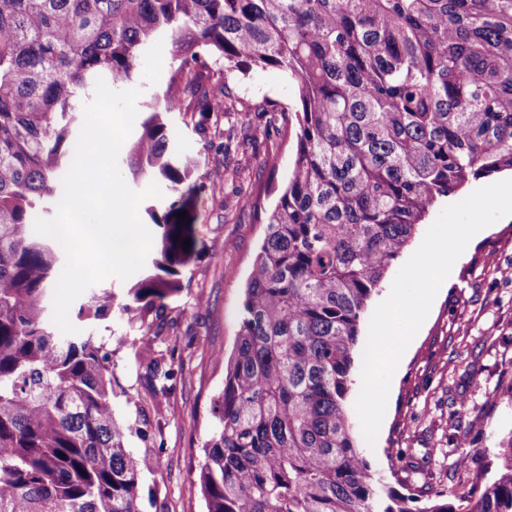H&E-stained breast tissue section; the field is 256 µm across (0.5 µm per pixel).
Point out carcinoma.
Segmentation results:
<instances>
[{
  "label": "carcinoma",
  "instance_id": "carcinoma-1",
  "mask_svg": "<svg viewBox=\"0 0 512 512\" xmlns=\"http://www.w3.org/2000/svg\"><path fill=\"white\" fill-rule=\"evenodd\" d=\"M155 45L171 68L128 166L169 194L144 208L162 233L123 300L93 292L77 316L139 324L163 396L178 333L163 311L202 192L167 114L203 133L207 114L237 111L210 59L235 77L278 69L295 92L255 108L295 114V160L272 207L250 200L266 231L204 446L206 512H512V436L498 478L454 507L376 476L347 408L387 269L438 198L512 170V0H0V512H139L143 459L112 412L109 354L49 327L65 253L34 222L62 198L83 98L99 78L130 85Z\"/></svg>",
  "mask_w": 512,
  "mask_h": 512
}]
</instances>
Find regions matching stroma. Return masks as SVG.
Returning a JSON list of instances; mask_svg holds the SVG:
<instances>
[{
	"mask_svg": "<svg viewBox=\"0 0 512 512\" xmlns=\"http://www.w3.org/2000/svg\"><path fill=\"white\" fill-rule=\"evenodd\" d=\"M170 63L165 45L143 56L133 83L140 91L138 112H145L150 94L166 83ZM231 89L246 105L265 99L287 105L294 98L287 78L275 69L251 70ZM239 120L234 113H211L201 135L184 124L182 114L170 115L206 176L196 225L198 253L182 270L181 290L165 310L167 319L180 324L176 361L181 374L174 388L164 396L154 393L139 328L116 315L79 326L111 349L112 370L123 390L113 397L112 410L120 423L133 428L130 450L151 461L140 481L139 512H206L199 464L225 373L214 353L234 350L246 282L265 231L246 201L265 182L270 186L265 203L273 205L295 158L292 123L280 126L270 141L225 151L224 131ZM271 147L278 151L272 171L259 166ZM222 162L227 171L216 173ZM485 184L482 178L470 180L438 200L385 274L379 299L387 298L399 269L443 208ZM389 393L375 442L357 440L374 472L387 476L412 460L418 479L451 497L467 492L474 474L487 483L496 479L499 443L512 435V215L492 224L455 262L448 288L414 336Z\"/></svg>",
	"mask_w": 512,
	"mask_h": 512,
	"instance_id": "1",
	"label": "stroma"
}]
</instances>
